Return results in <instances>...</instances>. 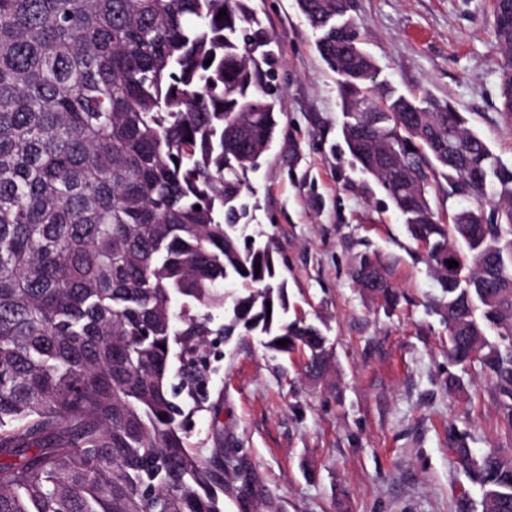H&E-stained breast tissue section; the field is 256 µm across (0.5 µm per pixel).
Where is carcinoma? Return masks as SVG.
Wrapping results in <instances>:
<instances>
[{
  "label": "carcinoma",
  "mask_w": 512,
  "mask_h": 512,
  "mask_svg": "<svg viewBox=\"0 0 512 512\" xmlns=\"http://www.w3.org/2000/svg\"><path fill=\"white\" fill-rule=\"evenodd\" d=\"M491 3L512 126V6ZM297 6L350 156L425 250L448 357L479 365L512 433V167L449 103L377 89L355 30L332 26L343 0ZM280 44L251 0H0V512H224L231 461L191 445L176 402L204 410L209 337L256 333L325 369L321 329L283 318L273 244L235 228L279 134ZM354 279L398 303L370 257ZM218 307L214 330L199 309ZM453 451L481 512H512V448Z\"/></svg>",
  "instance_id": "obj_1"
}]
</instances>
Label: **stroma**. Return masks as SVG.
I'll return each mask as SVG.
<instances>
[{"label": "stroma", "mask_w": 512, "mask_h": 512, "mask_svg": "<svg viewBox=\"0 0 512 512\" xmlns=\"http://www.w3.org/2000/svg\"><path fill=\"white\" fill-rule=\"evenodd\" d=\"M490 0H355L351 16L379 81L396 93L451 102L512 165L499 117ZM282 38L275 82L282 132L250 176L253 219L241 235L277 251L288 317L319 326L330 359L306 374L304 352L280 354L256 335L212 337L210 409L189 423L192 444L223 446L224 512H454L481 491L454 464V438L474 454L512 448L479 369L448 359L440 292L425 254L376 181L353 165L341 135L337 76L315 50L296 0H252ZM387 272L393 308L364 296L362 255ZM461 389L449 390V376Z\"/></svg>", "instance_id": "stroma-1"}]
</instances>
